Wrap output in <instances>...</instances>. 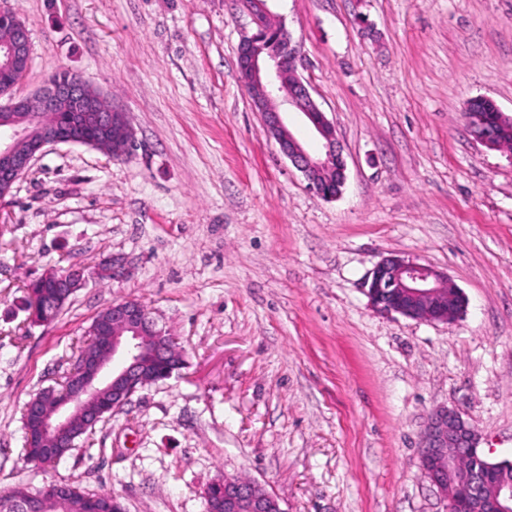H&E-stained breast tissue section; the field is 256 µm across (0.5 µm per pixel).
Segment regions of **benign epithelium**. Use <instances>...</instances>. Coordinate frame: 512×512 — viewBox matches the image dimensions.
I'll return each mask as SVG.
<instances>
[{
  "instance_id": "1",
  "label": "benign epithelium",
  "mask_w": 512,
  "mask_h": 512,
  "mask_svg": "<svg viewBox=\"0 0 512 512\" xmlns=\"http://www.w3.org/2000/svg\"><path fill=\"white\" fill-rule=\"evenodd\" d=\"M270 0H244L252 15L254 31L242 37L238 48L237 77L254 95L253 102L263 116L266 132L276 141L280 153L303 172L309 190L333 200L341 197L346 184V162L336 136V128L312 98L309 87L297 75L299 51L291 33L280 27L275 43L267 44L271 30L267 23L273 12ZM30 62L29 31L25 23L13 21L12 39L0 46V71L16 73ZM85 81L77 78L67 84L50 81L30 99H11L0 112L9 130L0 135V198L11 193L14 184L48 145L65 143L98 147L110 135L120 145L114 155L130 153L133 137L126 113L114 107L103 108L89 96ZM68 103L73 122L86 127L80 135L71 129L51 126L44 120L46 108ZM293 111L303 115L323 141L324 152L313 156L286 126L283 115ZM336 173V187L316 179ZM85 280L81 267L57 276L49 271L39 281L52 288L51 298L71 296ZM371 306L380 313L397 314L413 320L446 323L465 313L467 297L451 287L446 276L431 265L391 254L379 261L365 282ZM112 336L104 358L84 355L81 368L65 382L60 399L50 411L29 401V414L41 435L54 439L68 432L77 412L86 415L93 428L101 414L93 410L102 391L112 393V411L122 409L144 388L146 376L165 366L169 379L180 365L169 360L175 338L159 326L143 304L136 300L114 302L109 307ZM479 453L475 430L461 414L449 408L434 410L420 443V465L426 479L448 498V512H512V484L499 483L489 489L484 473L462 463V457ZM224 504L233 512H255L256 483L224 478Z\"/></svg>"
}]
</instances>
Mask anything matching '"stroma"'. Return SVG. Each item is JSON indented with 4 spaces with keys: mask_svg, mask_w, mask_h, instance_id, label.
I'll return each mask as SVG.
<instances>
[{
    "mask_svg": "<svg viewBox=\"0 0 512 512\" xmlns=\"http://www.w3.org/2000/svg\"><path fill=\"white\" fill-rule=\"evenodd\" d=\"M8 5L31 44L13 97L69 69L126 112L134 149L47 147L0 199V492L66 480L127 512H204L206 487L239 476L283 512H447L418 454L441 407L512 461V154L463 117L475 98L512 117V0H274L347 162L329 201L237 79L240 0ZM390 254L447 274L465 315L375 312L362 283ZM110 256L119 271L100 275ZM70 266L86 283L32 322L27 285ZM129 299L184 368L35 466L24 404Z\"/></svg>",
    "mask_w": 512,
    "mask_h": 512,
    "instance_id": "stroma-1",
    "label": "stroma"
}]
</instances>
